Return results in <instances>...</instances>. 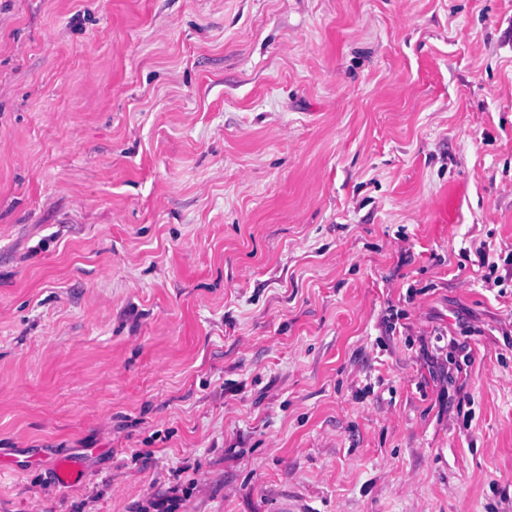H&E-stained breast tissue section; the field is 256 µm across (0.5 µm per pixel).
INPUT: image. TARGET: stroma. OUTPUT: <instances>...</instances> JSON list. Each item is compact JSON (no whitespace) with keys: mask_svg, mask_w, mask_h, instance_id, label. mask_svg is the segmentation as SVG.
<instances>
[{"mask_svg":"<svg viewBox=\"0 0 512 512\" xmlns=\"http://www.w3.org/2000/svg\"><path fill=\"white\" fill-rule=\"evenodd\" d=\"M483 247L512 0H0V512H512Z\"/></svg>","mask_w":512,"mask_h":512,"instance_id":"obj_1","label":"stroma"}]
</instances>
